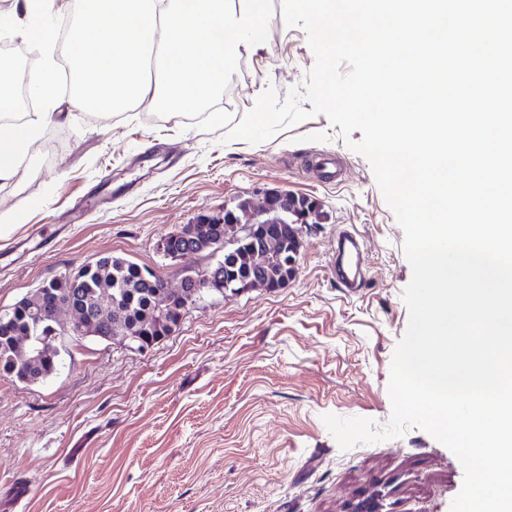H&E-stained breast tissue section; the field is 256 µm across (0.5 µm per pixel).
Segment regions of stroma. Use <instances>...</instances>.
<instances>
[{
    "mask_svg": "<svg viewBox=\"0 0 512 512\" xmlns=\"http://www.w3.org/2000/svg\"><path fill=\"white\" fill-rule=\"evenodd\" d=\"M268 50L242 56L214 97L223 119L160 113L156 101L103 117L61 98L27 153L25 177L0 181V251L28 225L77 200L81 223L27 263L0 255V312L60 272L112 253L178 287L209 260H176L156 241L198 216L261 204L269 190L314 201L295 276L227 300L206 294L178 328L138 353L94 337L65 338L57 372L24 385L0 378V512H344L381 498L383 512H450L464 471L427 432L340 449L322 417L391 418L393 354L409 311L404 233L372 166L312 114L254 145L230 129L266 90L303 88L314 55L281 0H266ZM331 153L321 182L308 155ZM358 232L372 286L350 292L332 274L339 231Z\"/></svg>",
    "mask_w": 512,
    "mask_h": 512,
    "instance_id": "1",
    "label": "stroma"
}]
</instances>
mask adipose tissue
Returning a JSON list of instances; mask_svg holds the SVG:
<instances>
[{"label":"adipose tissue","mask_w":512,"mask_h":512,"mask_svg":"<svg viewBox=\"0 0 512 512\" xmlns=\"http://www.w3.org/2000/svg\"><path fill=\"white\" fill-rule=\"evenodd\" d=\"M71 65L88 90L74 107L103 115L154 96L186 109L224 86L242 54L267 47L258 0H76ZM50 112L9 122L0 140V181L38 139Z\"/></svg>","instance_id":"obj_1"}]
</instances>
